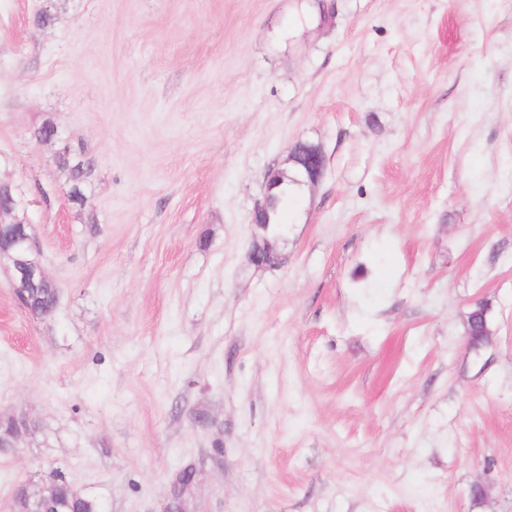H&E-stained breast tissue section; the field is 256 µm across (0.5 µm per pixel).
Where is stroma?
<instances>
[{"label": "stroma", "mask_w": 512, "mask_h": 512, "mask_svg": "<svg viewBox=\"0 0 512 512\" xmlns=\"http://www.w3.org/2000/svg\"><path fill=\"white\" fill-rule=\"evenodd\" d=\"M318 2L0 0V179L59 291L32 320L0 269V416L39 426L0 512L55 466L104 512H512V0ZM288 161L293 162L297 184L317 183L323 175L325 160L321 149L315 145L296 146L288 155ZM284 170H274L270 174L267 173L266 176V192L261 200H258L255 204L254 213L252 216V223L262 231V235L255 236L253 241L251 250L249 252V259L252 263L255 264H270L275 259H277V252L275 244L276 240H271L268 237V226L270 224L269 229H272L270 234L271 237H276L282 235L283 230H287V225L281 222V205L285 199H289L293 195V191L288 187V178L290 177L288 173V178H284L281 186L277 189V193L280 196L279 203L271 208L268 213V223L265 221V216L267 215L269 206L271 204V188L270 183L275 177H281L285 174ZM271 224H274V227H271Z\"/></svg>", "instance_id": "obj_1"}]
</instances>
